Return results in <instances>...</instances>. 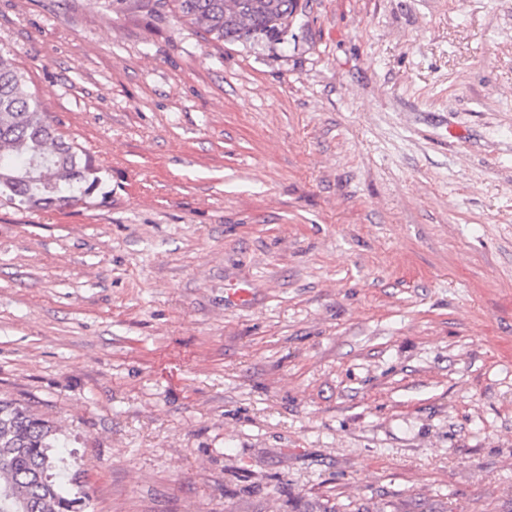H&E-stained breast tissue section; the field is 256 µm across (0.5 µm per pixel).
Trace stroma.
Here are the masks:
<instances>
[{"instance_id": "stroma-1", "label": "stroma", "mask_w": 512, "mask_h": 512, "mask_svg": "<svg viewBox=\"0 0 512 512\" xmlns=\"http://www.w3.org/2000/svg\"><path fill=\"white\" fill-rule=\"evenodd\" d=\"M299 3L218 47L0 0L101 170L0 206V396L60 426L86 512H512V0Z\"/></svg>"}]
</instances>
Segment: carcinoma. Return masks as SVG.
Segmentation results:
<instances>
[{
	"label": "carcinoma",
	"mask_w": 512,
	"mask_h": 512,
	"mask_svg": "<svg viewBox=\"0 0 512 512\" xmlns=\"http://www.w3.org/2000/svg\"><path fill=\"white\" fill-rule=\"evenodd\" d=\"M216 45L280 41L298 0H147ZM101 183L99 168L58 131L8 52H0V204L66 206ZM57 428L27 406L0 400V512H78L82 492L65 489Z\"/></svg>",
	"instance_id": "1"
}]
</instances>
